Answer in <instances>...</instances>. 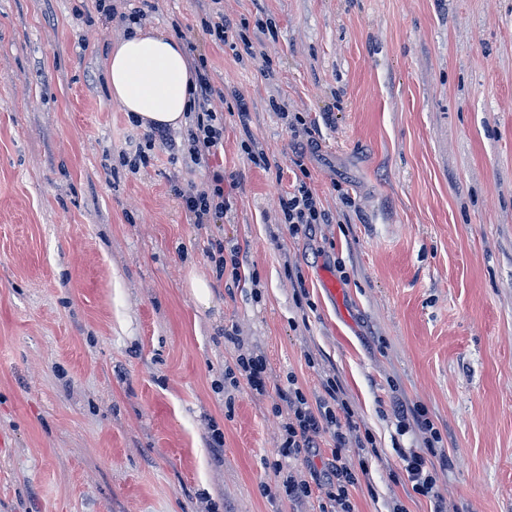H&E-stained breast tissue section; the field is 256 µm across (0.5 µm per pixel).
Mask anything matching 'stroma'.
<instances>
[{
    "mask_svg": "<svg viewBox=\"0 0 512 512\" xmlns=\"http://www.w3.org/2000/svg\"><path fill=\"white\" fill-rule=\"evenodd\" d=\"M146 1L143 26L206 56L224 115L212 224L174 195L210 172L159 144L123 164L146 130L110 99L119 18L0 0V512H292L263 492L271 398L224 384L241 345L272 387L340 381L380 450L358 512H431L393 448L396 396L442 432L448 512H512V0H222L249 54L206 34L209 0L115 4ZM277 103L315 124L303 167ZM304 170L332 221L294 238L279 195ZM219 245L246 251L240 281L217 278ZM339 263L337 303L319 273Z\"/></svg>",
    "mask_w": 512,
    "mask_h": 512,
    "instance_id": "stroma-1",
    "label": "stroma"
}]
</instances>
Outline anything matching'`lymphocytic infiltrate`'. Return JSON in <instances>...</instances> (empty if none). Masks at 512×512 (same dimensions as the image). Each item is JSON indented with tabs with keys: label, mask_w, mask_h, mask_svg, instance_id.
<instances>
[{
	"label": "lymphocytic infiltrate",
	"mask_w": 512,
	"mask_h": 512,
	"mask_svg": "<svg viewBox=\"0 0 512 512\" xmlns=\"http://www.w3.org/2000/svg\"><path fill=\"white\" fill-rule=\"evenodd\" d=\"M194 69L196 96L186 113L188 124L183 141L172 144L164 128L152 129L147 139L171 144L174 155L182 157L187 167L211 170L212 177L207 183L180 195L194 222L208 224L223 217L227 207L224 175L211 169L224 148V115L211 106L214 88L206 62L196 61ZM280 208L294 238L310 235L317 225L330 221L317 192L303 180L281 195ZM224 377L233 384L246 382L252 393L263 396L268 392L271 371L263 352L242 349L226 366ZM323 387V396L313 397L292 378L287 387L278 389L272 410L281 419L280 438L266 465L275 477V496L299 506L318 491L322 494L318 512H355L352 491L370 480L369 460L379 454L376 439L369 429L355 421L350 402L336 378H326ZM388 416L398 435L413 437L411 446L397 451L406 482L415 494L429 500L432 512H446L438 488V470L431 459L442 435L428 409L395 398L389 404ZM325 442L331 447V460L325 469L319 470L312 462ZM299 457L310 460L311 465L306 474L297 476L287 470L286 462Z\"/></svg>",
	"instance_id": "lymphocytic-infiltrate-1"
}]
</instances>
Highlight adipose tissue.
I'll list each match as a JSON object with an SVG mask.
<instances>
[{
  "label": "adipose tissue",
  "mask_w": 512,
  "mask_h": 512,
  "mask_svg": "<svg viewBox=\"0 0 512 512\" xmlns=\"http://www.w3.org/2000/svg\"><path fill=\"white\" fill-rule=\"evenodd\" d=\"M111 96L146 128L179 127L188 110L194 72L177 39L132 25L106 61Z\"/></svg>",
  "instance_id": "ef3b65f1"
}]
</instances>
